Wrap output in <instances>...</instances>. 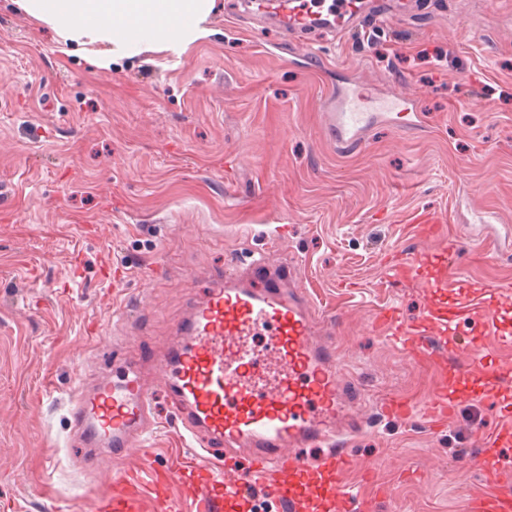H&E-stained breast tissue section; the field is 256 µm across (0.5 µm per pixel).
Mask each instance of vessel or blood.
Listing matches in <instances>:
<instances>
[{
  "instance_id": "vessel-or-blood-1",
  "label": "vessel or blood",
  "mask_w": 512,
  "mask_h": 512,
  "mask_svg": "<svg viewBox=\"0 0 512 512\" xmlns=\"http://www.w3.org/2000/svg\"><path fill=\"white\" fill-rule=\"evenodd\" d=\"M258 14L275 19L289 33L330 28L352 29L365 0H255ZM415 97L398 92L377 101L362 87L337 91L326 100L328 128L337 148H360L364 133L380 114L409 121ZM418 260L406 255L385 266V282L420 283L425 298L445 293L446 276L419 280ZM483 301L482 290L449 300L444 310L424 307L412 319L392 307L371 318L376 331L392 336L423 371H447L448 362L433 341L469 321ZM314 301L305 288L279 281L270 273L261 282L245 273L214 277L191 302L180 345L150 362L126 358L119 374L83 385L72 403L77 444L89 466L140 452L155 431L154 396L164 387L174 404L185 442L200 448L183 457L178 469H152L143 481L139 469L109 474L108 490L94 512H181L166 490L175 477L193 489L197 512L243 507L252 490L266 493L280 512H347L352 500L340 480L353 459L348 447L352 429L349 390L342 365L327 336L317 335ZM457 403L448 392H434L421 408L391 397L384 415L419 414L429 428L445 426ZM478 435L481 448L475 468L492 484L475 497L470 512H512V486L501 482L503 448L512 446V408ZM317 456H309V449ZM223 456L222 480L212 470Z\"/></svg>"
}]
</instances>
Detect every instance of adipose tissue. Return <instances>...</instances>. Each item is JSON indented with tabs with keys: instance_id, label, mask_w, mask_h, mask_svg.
Wrapping results in <instances>:
<instances>
[{
	"instance_id": "adipose-tissue-1",
	"label": "adipose tissue",
	"mask_w": 512,
	"mask_h": 512,
	"mask_svg": "<svg viewBox=\"0 0 512 512\" xmlns=\"http://www.w3.org/2000/svg\"><path fill=\"white\" fill-rule=\"evenodd\" d=\"M16 9L50 29L64 53L81 49L99 68L150 57L180 62L208 40L215 0H12Z\"/></svg>"
}]
</instances>
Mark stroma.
<instances>
[{
  "mask_svg": "<svg viewBox=\"0 0 512 512\" xmlns=\"http://www.w3.org/2000/svg\"><path fill=\"white\" fill-rule=\"evenodd\" d=\"M210 22L178 65L95 68L0 0V512H91L107 473L66 446L78 383L176 344L205 286L194 272L242 271L259 252L335 321L365 429L344 483L372 512H469L491 490L472 469L476 431L512 395L495 378L512 361V0H369L363 32L342 40L285 34L241 0H216ZM350 84L407 87L420 126L336 151L323 102ZM421 212L444 214L447 238L470 228L458 281L488 289L492 327L472 323L467 350L440 342L464 384L420 372L370 326L380 307L425 305L416 286L380 283L382 260L405 253L435 275ZM441 388L467 396L440 432L380 411ZM155 416L126 466L181 456L165 392Z\"/></svg>",
  "mask_w": 512,
  "mask_h": 512,
  "instance_id": "obj_1",
  "label": "stroma"
}]
</instances>
